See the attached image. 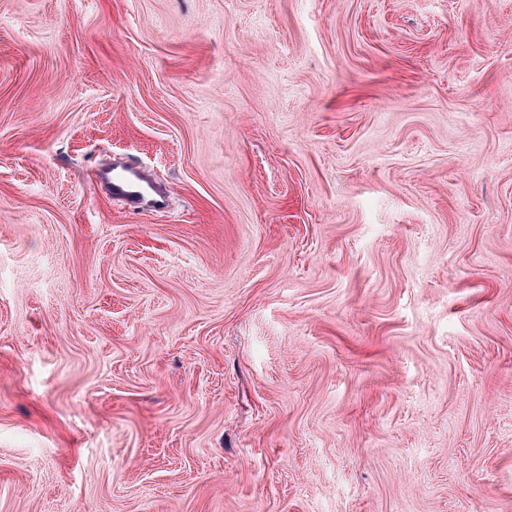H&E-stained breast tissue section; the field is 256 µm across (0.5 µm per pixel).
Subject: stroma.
Instances as JSON below:
<instances>
[{"mask_svg":"<svg viewBox=\"0 0 512 512\" xmlns=\"http://www.w3.org/2000/svg\"><path fill=\"white\" fill-rule=\"evenodd\" d=\"M0 512H512V0H0ZM105 195L122 202L132 213L158 212L167 206L166 192L129 160H113L95 173Z\"/></svg>","mask_w":512,"mask_h":512,"instance_id":"obj_1","label":"stroma"}]
</instances>
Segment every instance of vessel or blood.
<instances>
[{
    "label": "vessel or blood",
    "mask_w": 512,
    "mask_h": 512,
    "mask_svg": "<svg viewBox=\"0 0 512 512\" xmlns=\"http://www.w3.org/2000/svg\"><path fill=\"white\" fill-rule=\"evenodd\" d=\"M95 180L107 197L122 202L132 213L158 212L167 206L166 192L131 161H113L96 172Z\"/></svg>",
    "instance_id": "vessel-or-blood-1"
}]
</instances>
